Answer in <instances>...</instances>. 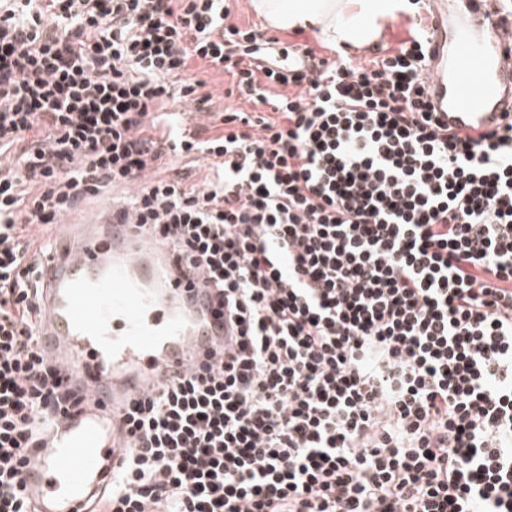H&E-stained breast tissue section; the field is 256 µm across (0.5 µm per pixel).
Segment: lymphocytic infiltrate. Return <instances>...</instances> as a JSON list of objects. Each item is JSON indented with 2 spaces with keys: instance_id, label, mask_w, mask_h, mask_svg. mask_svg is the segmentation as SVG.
<instances>
[{
  "instance_id": "lymphocytic-infiltrate-1",
  "label": "lymphocytic infiltrate",
  "mask_w": 512,
  "mask_h": 512,
  "mask_svg": "<svg viewBox=\"0 0 512 512\" xmlns=\"http://www.w3.org/2000/svg\"><path fill=\"white\" fill-rule=\"evenodd\" d=\"M225 0H0V512H35L41 243L131 186L137 228L224 294L218 364L127 411L92 512H512V121L448 134L422 15L368 60L230 22ZM230 78L210 112L196 64ZM173 101L210 113L177 140ZM204 160L202 187L158 172ZM133 187H112L108 189V198L104 197H93L83 203L77 211L79 212L73 219L83 220L88 215L94 213L101 205V203H114L117 208H121L128 197L132 194ZM76 211V212H77Z\"/></svg>"
}]
</instances>
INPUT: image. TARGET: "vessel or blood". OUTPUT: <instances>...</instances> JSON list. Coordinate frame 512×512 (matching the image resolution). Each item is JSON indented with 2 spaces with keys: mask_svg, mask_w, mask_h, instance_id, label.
Returning <instances> with one entry per match:
<instances>
[{
  "mask_svg": "<svg viewBox=\"0 0 512 512\" xmlns=\"http://www.w3.org/2000/svg\"><path fill=\"white\" fill-rule=\"evenodd\" d=\"M428 5L425 89L442 125L494 130L512 111V13L466 0L453 20L447 0ZM42 262L39 351L82 402L41 422L45 445L28 456L21 485L38 512H88L125 462L127 406L224 351V299L110 208L58 224Z\"/></svg>",
  "mask_w": 512,
  "mask_h": 512,
  "instance_id": "obj_1",
  "label": "vessel or blood"
}]
</instances>
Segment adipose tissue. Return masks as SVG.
<instances>
[{
  "label": "adipose tissue",
  "mask_w": 512,
  "mask_h": 512,
  "mask_svg": "<svg viewBox=\"0 0 512 512\" xmlns=\"http://www.w3.org/2000/svg\"><path fill=\"white\" fill-rule=\"evenodd\" d=\"M269 27L290 30L314 26L331 44L354 48L371 44L379 24L408 6V0H251Z\"/></svg>",
  "instance_id": "1"
}]
</instances>
